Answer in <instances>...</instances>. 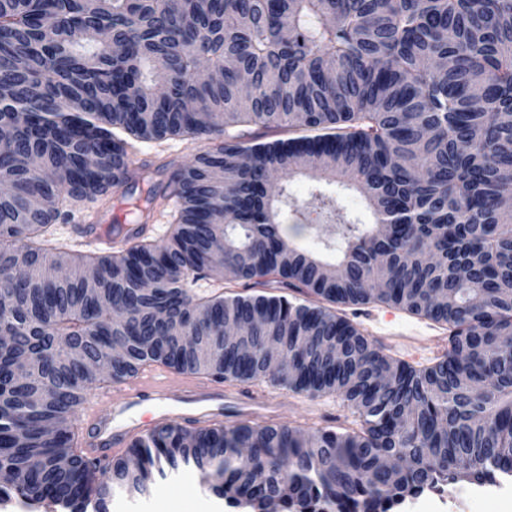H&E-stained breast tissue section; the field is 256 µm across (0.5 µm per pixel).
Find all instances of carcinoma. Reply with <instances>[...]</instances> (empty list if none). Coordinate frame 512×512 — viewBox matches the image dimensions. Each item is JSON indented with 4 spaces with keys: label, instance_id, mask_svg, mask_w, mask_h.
<instances>
[{
    "label": "carcinoma",
    "instance_id": "1",
    "mask_svg": "<svg viewBox=\"0 0 512 512\" xmlns=\"http://www.w3.org/2000/svg\"><path fill=\"white\" fill-rule=\"evenodd\" d=\"M204 66L224 79L198 80ZM202 135L217 143L174 195L131 171L133 142ZM93 148L99 170L74 175ZM297 175L361 191L373 221L319 187L295 198ZM0 183V467L17 495L108 512L114 489L192 466L252 512H391L512 475V0H0ZM120 187L139 188L141 216L169 210L162 239L52 243ZM311 208L337 224L334 263L282 234ZM211 279L306 300L193 292ZM372 302L448 327V349L418 369L333 309ZM151 365L339 394L361 427L164 423L107 484L78 412ZM79 215L80 211H74L70 220L65 223L55 224L54 238L73 250L85 253L106 251V249L96 244L92 238L80 232L78 224H82V222L78 219Z\"/></svg>",
    "mask_w": 512,
    "mask_h": 512
}]
</instances>
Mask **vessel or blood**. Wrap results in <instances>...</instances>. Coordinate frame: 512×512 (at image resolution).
<instances>
[{"label":"vessel or blood","instance_id":"b4317fda","mask_svg":"<svg viewBox=\"0 0 512 512\" xmlns=\"http://www.w3.org/2000/svg\"><path fill=\"white\" fill-rule=\"evenodd\" d=\"M148 397L169 402L170 414L191 423L221 415L228 405L252 415L270 409L269 400L260 391L241 393L188 374L148 369L121 384L99 389L97 404L86 417L84 440L88 453L101 459L111 457L114 448L137 433L140 426L130 413ZM120 416L125 419L121 425L116 422Z\"/></svg>","mask_w":512,"mask_h":512}]
</instances>
